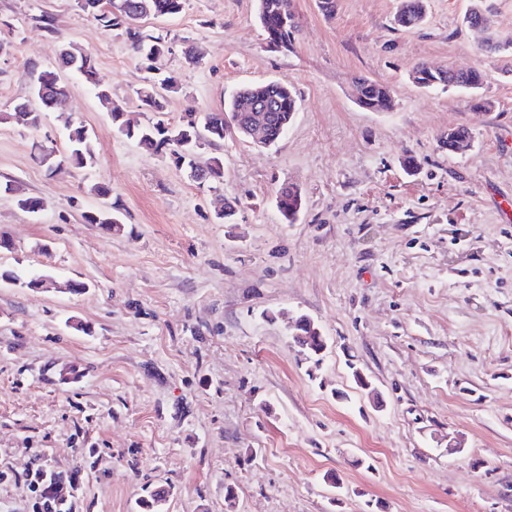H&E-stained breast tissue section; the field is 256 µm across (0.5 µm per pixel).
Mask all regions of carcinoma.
<instances>
[{"label":"carcinoma","instance_id":"obj_1","mask_svg":"<svg viewBox=\"0 0 512 512\" xmlns=\"http://www.w3.org/2000/svg\"><path fill=\"white\" fill-rule=\"evenodd\" d=\"M78 7L93 15L97 23L106 31H118L125 36L133 50L145 56L151 62L147 67L149 75L142 78V84L136 89L138 99L151 111L162 113L165 110L163 96L158 89L173 88L171 79L158 76L159 61L170 51L169 40L160 33H149L143 29L141 21L147 17H172L182 12L185 0H77ZM426 18V0H400L395 24L404 29L422 25ZM258 19L265 34L267 44L287 43L294 45L298 22L291 8V0H258ZM59 61L63 65L73 64L72 70L91 86L99 102L110 112L112 124L126 138L136 141L140 146L150 149L169 150L170 156L178 166H187L191 177L200 183L220 182L224 180V158L221 154L211 157L204 169L193 161L197 136L212 147H219L230 135L240 134L253 111L262 106L273 108L270 119L261 129V139L266 145L276 144L286 133L296 112L297 99L289 82L285 79L255 84L240 88L224 104L221 112H206L200 117H191L178 124H170L162 119L135 127L123 119L124 109L112 100L109 89L97 80L94 58L72 44L63 46ZM412 81L428 90L448 91L450 89H477L483 82V72L475 67L466 74L454 75L448 68H435L425 63L417 65L412 73ZM358 101L373 110H385L390 107V90L383 84L359 78L355 81ZM64 92V86L57 81V70L47 69L37 78L31 96L37 100L41 109L31 107L27 101L15 105L16 111L0 114V121H14L27 127H39L44 112L54 107V100ZM69 127V149L59 158L54 152L43 154V161L59 170L73 167L91 168L98 157L94 135L82 124L67 123ZM302 204L301 193L288 187L281 190L277 197V208L288 222L296 219ZM88 224H99L108 229L121 228L120 209L116 206L109 210H93L84 213ZM294 342L301 348L315 367H320L327 349V340L318 324L305 314L295 316ZM168 491L161 489L152 492L141 501V512H162Z\"/></svg>","mask_w":512,"mask_h":512}]
</instances>
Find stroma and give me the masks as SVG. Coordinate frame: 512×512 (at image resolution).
I'll return each mask as SVG.
<instances>
[{"label":"stroma","mask_w":512,"mask_h":512,"mask_svg":"<svg viewBox=\"0 0 512 512\" xmlns=\"http://www.w3.org/2000/svg\"><path fill=\"white\" fill-rule=\"evenodd\" d=\"M487 3L485 31L462 25L473 0H428L416 29L394 25L398 0H336L331 18L293 0L288 51L267 48L256 0L144 19L170 41L169 123L223 111L245 84L296 93L275 147L197 151L201 168L223 154L217 184L118 133L72 75L39 127L0 123V272L46 278L0 281V512H40L34 465L76 486L69 512H139L149 488L169 490L165 512H512V53L484 50L512 40V0ZM0 40V113L70 42L127 122L151 119L135 94L146 60L77 0H0ZM422 62L481 68L483 86L418 88ZM358 78L386 85L392 109L360 105ZM67 116L95 132L98 162L57 174L38 156L66 152ZM456 126L463 155L440 142ZM96 183L120 230L85 223ZM288 185L292 224L276 208ZM298 313L327 339L321 366L292 341ZM302 204L301 193L294 187L288 186L281 190L277 197V208L281 216L293 223Z\"/></svg>","instance_id":"1"}]
</instances>
